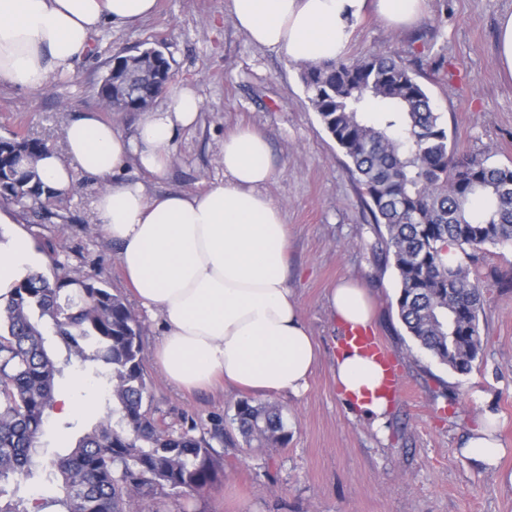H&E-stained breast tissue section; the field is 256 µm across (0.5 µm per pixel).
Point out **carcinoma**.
Instances as JSON below:
<instances>
[{
	"label": "carcinoma",
	"instance_id": "carcinoma-1",
	"mask_svg": "<svg viewBox=\"0 0 512 512\" xmlns=\"http://www.w3.org/2000/svg\"><path fill=\"white\" fill-rule=\"evenodd\" d=\"M170 79L164 54L119 57L98 97L108 107L143 112ZM308 100L348 159L364 206L399 282L398 314L407 333L440 363L468 374L483 351V286L472 276L476 252L512 243V164L460 158L412 73L390 55L309 63ZM45 142L0 137V201L43 205L57 193L35 169ZM452 245L453 265L442 253ZM68 356L106 381L108 417L53 461L62 477L59 512H126L157 487L199 492L217 478L212 446L188 430L162 428L144 408L148 384L142 326L96 273L50 279L32 273L0 302V481L30 479L32 451L54 404L62 366L45 347L42 320ZM234 421L247 443L282 444V410L243 398Z\"/></svg>",
	"mask_w": 512,
	"mask_h": 512
}]
</instances>
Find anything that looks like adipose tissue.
<instances>
[{
  "label": "adipose tissue",
  "instance_id": "adipose-tissue-1",
  "mask_svg": "<svg viewBox=\"0 0 512 512\" xmlns=\"http://www.w3.org/2000/svg\"><path fill=\"white\" fill-rule=\"evenodd\" d=\"M157 0H0V76L38 92L72 69L104 24L123 27L150 17ZM426 0H231V18L256 46L297 63L341 56L367 9L390 27L421 20ZM201 98L188 86L168 90L163 106L145 113L134 135L98 113L84 112L63 128V151L36 162L52 190H71L77 173L105 179L95 201L98 224L111 239L124 279L140 305L164 327L154 359L185 391L225 385L266 397L300 396L319 359L286 274L288 226L265 193L273 177L267 138L239 128L225 135L223 182L197 192L149 195L143 184L118 180L129 160L163 176L169 148L193 126ZM40 262L24 233L0 209V298ZM334 319L369 327L366 289L341 281L330 289ZM334 377L359 414L382 424L389 398L384 370L353 346L334 359ZM484 411L464 440L463 457L496 468L506 450Z\"/></svg>",
  "mask_w": 512,
  "mask_h": 512
}]
</instances>
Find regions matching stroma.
Wrapping results in <instances>:
<instances>
[{
    "label": "stroma",
    "mask_w": 512,
    "mask_h": 512,
    "mask_svg": "<svg viewBox=\"0 0 512 512\" xmlns=\"http://www.w3.org/2000/svg\"><path fill=\"white\" fill-rule=\"evenodd\" d=\"M229 0H158L150 18L128 29L103 27L88 57L67 74L31 93L0 77V137L13 133L63 150L62 130L72 116L104 112L132 135L137 112L103 110L96 90L115 57L146 48L164 52L172 85L193 87L202 99L197 124L177 134L165 177L156 179L129 161L122 180L142 182L148 194L199 192L224 179L218 156L225 133L247 126L271 146L269 197L288 226V283L321 357L301 396H275L283 409L288 439L270 448L244 441L215 443L219 478L186 494L156 489L133 498L127 512H512V243L479 254L477 276L484 287L479 314L484 350L471 373L439 363L405 331L397 310L399 283L382 258L347 159L313 111L300 64L253 45L235 27ZM415 26L394 30L367 15L346 50L360 58L383 52L410 68L426 88L458 155L512 163V79L496 61L501 15L512 0H428ZM101 179L76 174L72 190L47 203L48 218L12 205L41 271L56 266L73 277L98 270L103 288L118 295L142 325L149 393L145 407L169 430L194 428L204 435L213 416L228 433L241 391L221 385L195 392L172 386L154 361L164 332L160 317L146 311L127 287L111 240L95 222L93 202ZM342 278L367 288L377 314L373 333L391 353L404 385L385 423L374 429L354 415L332 372L344 330L332 319L328 292ZM106 385H98L94 410L71 419L49 414L39 439L32 479L0 482V499L28 503L62 495V479L51 459L67 455L84 431L107 412ZM498 416L499 437L509 450L499 471L472 465L460 455L463 440L484 410Z\"/></svg>",
    "instance_id": "1"
}]
</instances>
